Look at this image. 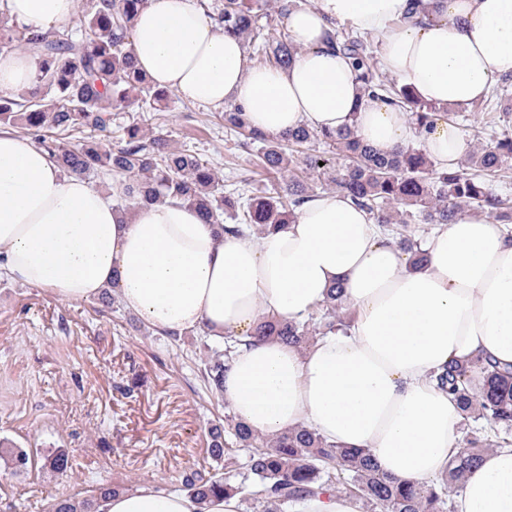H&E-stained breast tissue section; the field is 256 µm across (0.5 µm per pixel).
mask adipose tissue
<instances>
[{
  "mask_svg": "<svg viewBox=\"0 0 512 512\" xmlns=\"http://www.w3.org/2000/svg\"><path fill=\"white\" fill-rule=\"evenodd\" d=\"M78 0H6L10 22L61 28ZM375 39L383 71L426 102L486 97L512 75V0H314L288 18L302 51L285 68L252 64L242 39L199 0H147L132 26L138 68L157 87L213 107L242 106L269 135L305 126L353 128L378 152L421 140L436 167L471 149L460 127L418 131L403 110L364 102L345 55L327 47V19ZM40 58L0 54V92L34 88ZM413 265L367 213L336 192L313 195L290 224L260 236L218 234L197 210L166 200L116 210L108 193L64 174L28 137L0 132V269L64 301L104 290L151 327L238 339L221 395L237 419L273 437L306 428L372 455L394 480L430 485L460 449L457 402L439 388L448 361L512 365V231L465 211L435 227ZM341 286L343 331L306 349L249 341L259 318H305ZM454 512H512V448L466 472ZM99 512H239L148 487L103 500Z\"/></svg>",
  "mask_w": 512,
  "mask_h": 512,
  "instance_id": "obj_1",
  "label": "adipose tissue"
}]
</instances>
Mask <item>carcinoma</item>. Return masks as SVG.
<instances>
[{"label":"carcinoma","instance_id":"1","mask_svg":"<svg viewBox=\"0 0 512 512\" xmlns=\"http://www.w3.org/2000/svg\"><path fill=\"white\" fill-rule=\"evenodd\" d=\"M145 0H90L88 8L72 19V25L46 34H29L17 25L0 20V53L28 46L42 65L34 90L15 98L0 95V126L20 124L67 173L97 180L116 177V201L150 203L179 200L195 208L208 224H218L226 234H257L274 231L289 223L310 198L307 179L311 172L328 176L333 190L349 197L381 225L391 239L413 252V262H423L417 243L405 235L409 224L420 217L426 224H450L465 210L487 213L503 224H512V198L492 191L488 180L499 175L512 161V94L509 79L483 106L499 112L504 130L468 155L464 162L437 169L425 150L409 146L380 154L365 144L354 129L314 130L299 127L279 136L252 129L241 107L224 110L225 124L238 130L244 144H260L261 162L271 178L279 177L276 195L252 198L237 214V204L224 195L216 171L196 156L171 151L161 138L145 140L138 125H130L110 147L96 140L71 144L63 135L99 132L107 137L112 128V108L130 100V93L153 97L165 107L166 96L156 90L136 69L128 34L132 18ZM264 0H224L218 24L224 31L245 41L263 38L260 24L267 15ZM325 43L348 56L355 65L365 95L383 100L411 113L420 128H430L443 108L415 97L405 85L382 79L372 50L358 36L343 33L336 22H328ZM268 61L286 67L299 53L288 39L263 43ZM320 140L346 164L328 175L330 159L304 153V147ZM234 212L240 223H221L224 212ZM346 326L341 288L333 287L319 307V317L300 322L263 316L254 335L274 337L299 348L311 345L318 336ZM240 341L231 337L209 348L202 361V376L208 387L219 393ZM460 407L466 446L451 460L448 474L429 488L396 482L380 473L366 453L344 448L304 429L290 430L274 439L262 436L234 416L225 417V428L210 429V452L224 459V472L208 477L195 473L183 478L187 493L201 503L224 494L239 496L253 512H292L314 490H342L363 502L366 512H451L452 495L461 480L492 448L512 443V370L477 358L469 363H448L439 376ZM240 448L248 449L245 472L236 480L231 448L224 433ZM33 453L17 448L7 461L17 471L27 469ZM49 468L65 472L69 455L57 449L47 456ZM119 492L101 487L81 500L61 499L51 512H96L98 500Z\"/></svg>","mask_w":512,"mask_h":512}]
</instances>
